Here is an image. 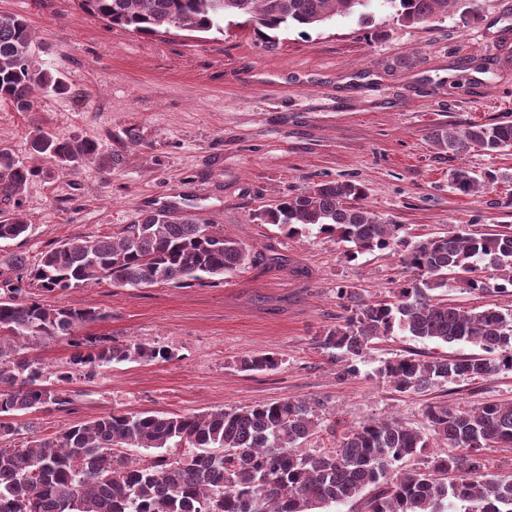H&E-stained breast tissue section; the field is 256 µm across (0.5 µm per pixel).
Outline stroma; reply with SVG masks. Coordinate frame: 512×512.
<instances>
[{"mask_svg":"<svg viewBox=\"0 0 512 512\" xmlns=\"http://www.w3.org/2000/svg\"><path fill=\"white\" fill-rule=\"evenodd\" d=\"M477 8L480 20L467 25L455 16L400 24L384 0H371L365 12L320 28H289L269 49L249 25L142 36L90 16L78 0H0V13L23 16L31 27L33 68L52 65L73 89L41 97L29 112L0 103V147L27 162L39 128L95 139L105 152L126 129L141 138L112 173L82 168L30 183L23 206L31 229L26 238L1 241L0 254L33 259L54 244L105 235L140 211L168 207L199 213L252 250L270 247L282 257L216 286L135 290L105 280L46 294L54 305L108 312L93 334L158 343L173 356L107 365L74 380L78 397L69 409L28 414L37 432L53 434L112 410L183 415L311 398L330 427L307 445L328 448L369 419L420 426L429 403L470 408L512 400V372L396 392L375 374L382 361L473 351L397 331L359 361L356 377L337 382L333 359L316 343L343 314L337 290L386 298L404 279L399 254L350 261L344 243L317 229L289 237L253 219L261 205L311 183L349 181L364 190L363 204L406 225L412 241L512 226V181L478 196L448 181L458 167L478 177L512 172V149L453 155L429 141L448 124L512 122V0H477ZM253 352L276 354L281 364L241 371L240 359Z\"/></svg>","mask_w":512,"mask_h":512,"instance_id":"obj_1","label":"stroma"}]
</instances>
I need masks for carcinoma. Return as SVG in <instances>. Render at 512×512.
I'll return each mask as SVG.
<instances>
[{"label":"carcinoma","mask_w":512,"mask_h":512,"mask_svg":"<svg viewBox=\"0 0 512 512\" xmlns=\"http://www.w3.org/2000/svg\"><path fill=\"white\" fill-rule=\"evenodd\" d=\"M90 15L114 27L154 36L176 21L189 31L221 32L228 17L247 16L265 46L290 26L316 28L353 13L367 0H79ZM397 21L429 22L459 15L478 20L475 0H386ZM32 37L25 18L0 14V102L28 112L39 94L63 95L70 87L51 67L31 69ZM440 153L471 148L497 153L512 147V124L441 127L429 135ZM29 153L44 165L16 159L0 148V241L25 238L31 228L21 211L30 182L51 169H116L122 155L101 152L89 138L60 139L38 128ZM503 176L479 179L459 167L454 189L479 195ZM363 190L350 182H316L255 213L287 235L317 228L349 244L346 258L403 248L411 272L391 299L369 303L349 288L338 290L346 315L323 331L318 345L336 359V380L358 373L357 361L375 341L399 330L418 339L466 343L479 354L429 359L415 354L387 361L378 376L399 393H423L447 382L476 381L512 371V315L495 306L465 309L443 298L448 275L481 293L512 288V231L473 234L450 231L422 241L407 239L359 203ZM277 254L255 253L224 234V227L195 213L144 211L110 235L78 236L30 262L0 254V512H316L351 503L360 512H512V477L485 473L484 451L512 447V403L453 409L430 403L423 428L396 420L362 423L336 448H304L322 430L319 403L284 398L196 414L112 411L51 436L19 439L20 412L67 410L77 376L124 362L167 361L168 347L83 329L104 321L97 308L58 307L38 292L80 288L108 279L121 288L156 284L177 288L224 282V275ZM495 271L492 285L485 270ZM64 341L69 364L51 368L23 350ZM281 359L262 352L243 356L246 372L274 370ZM443 449L427 466L403 464L432 446ZM139 451L141 455L132 456Z\"/></svg>","instance_id":"carcinoma-1"}]
</instances>
